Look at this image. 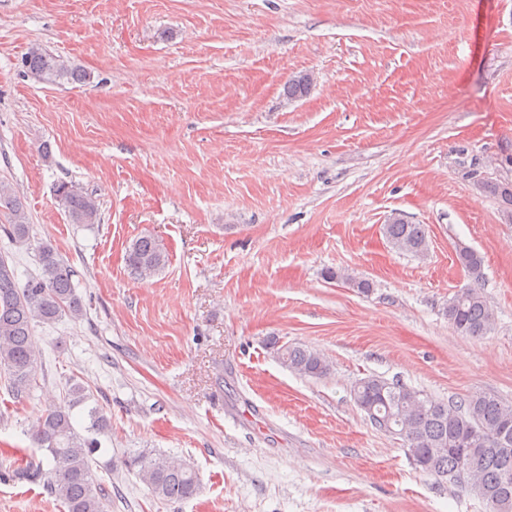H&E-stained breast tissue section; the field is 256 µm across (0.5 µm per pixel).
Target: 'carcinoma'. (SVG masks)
Listing matches in <instances>:
<instances>
[{
    "instance_id": "1",
    "label": "carcinoma",
    "mask_w": 512,
    "mask_h": 512,
    "mask_svg": "<svg viewBox=\"0 0 512 512\" xmlns=\"http://www.w3.org/2000/svg\"><path fill=\"white\" fill-rule=\"evenodd\" d=\"M22 65L38 82L55 85L62 80H80L83 74L38 45L28 47ZM311 82L306 74L292 76L286 87L287 98L308 94ZM478 187L500 202L501 214L512 215V185L480 181ZM57 196L75 224L99 222V205L76 186L62 182ZM0 208L8 210L11 224L4 231L18 245L30 242V225L13 187L0 182ZM383 232L393 248L421 257L428 252L425 226L395 219ZM40 271L19 284L15 272L0 258V369L9 376L11 392L20 396L29 390L40 365L32 342L36 323L52 324L68 315H85L82 300L75 292L74 270L49 244L38 248ZM456 258L471 285L458 291L448 302L445 315L461 334L488 335L495 325V313L478 285L483 280V258L468 246L456 250ZM167 262L163 245L150 236L137 238L129 246L126 263L131 273L141 277L154 274ZM282 365L305 377L319 378L329 364L319 353L302 346L282 345ZM357 406L368 416L382 421L388 432L403 438L407 453L419 458L423 472L447 476L453 481L469 480L471 490L490 506V512H512V452L508 456L485 443L486 430L508 424L502 433L504 446L512 449V406L487 395L467 403L442 401L424 396L405 385L371 376L353 388ZM88 399L85 387H70L69 400L54 406L35 432L39 447L48 451L50 468L27 466L17 471L23 478L43 475L50 493L66 512H105L108 494L91 471L93 454L100 451L98 435L107 434L110 419L97 407L88 411L89 436L73 427L72 408ZM150 493L162 500H184L196 494L195 469L178 459L145 449L129 460Z\"/></svg>"
}]
</instances>
